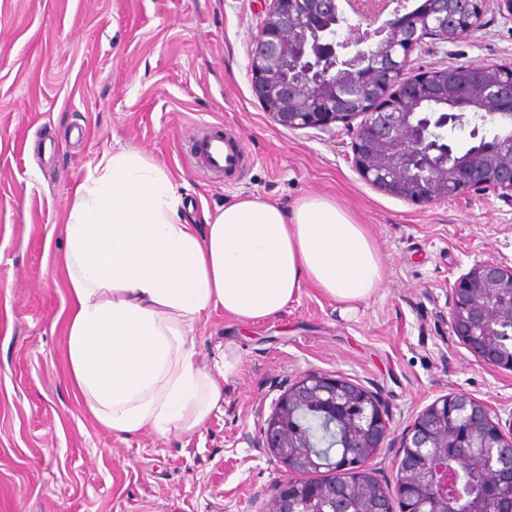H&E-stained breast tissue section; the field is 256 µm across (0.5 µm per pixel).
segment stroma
<instances>
[{
	"mask_svg": "<svg viewBox=\"0 0 512 512\" xmlns=\"http://www.w3.org/2000/svg\"><path fill=\"white\" fill-rule=\"evenodd\" d=\"M265 0H0V512H260L286 477L255 448L279 395L306 373L377 392L391 435L376 460L393 479L402 431L464 392L512 411V374L450 336L448 291L474 262L512 264V206L495 195L418 205L354 170L352 134L288 130L257 99L249 52ZM416 67L512 63V23L489 8L467 42L431 43ZM222 125L247 158L220 177L190 146ZM135 148L185 179L193 217L239 195L292 206L336 199L375 240L382 288L349 318L303 288L281 314L214 312L195 332L209 367L232 349L224 403L201 430L120 438L80 407L66 379L69 305L58 263L73 184L101 154Z\"/></svg>",
	"mask_w": 512,
	"mask_h": 512,
	"instance_id": "obj_1",
	"label": "stroma"
}]
</instances>
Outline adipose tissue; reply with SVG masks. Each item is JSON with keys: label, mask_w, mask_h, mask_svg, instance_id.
Listing matches in <instances>:
<instances>
[{"label": "adipose tissue", "mask_w": 512, "mask_h": 512, "mask_svg": "<svg viewBox=\"0 0 512 512\" xmlns=\"http://www.w3.org/2000/svg\"><path fill=\"white\" fill-rule=\"evenodd\" d=\"M62 233L67 380L121 437L191 433L220 409L224 382L193 339L212 311L262 320L309 284L350 317L384 280L366 225L335 199L249 195L197 221L172 173L132 148L104 151L74 185Z\"/></svg>", "instance_id": "obj_1"}]
</instances>
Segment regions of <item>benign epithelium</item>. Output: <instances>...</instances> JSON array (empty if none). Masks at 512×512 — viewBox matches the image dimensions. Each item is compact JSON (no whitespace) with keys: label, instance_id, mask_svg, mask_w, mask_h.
Returning a JSON list of instances; mask_svg holds the SVG:
<instances>
[{"label":"benign epithelium","instance_id":"obj_1","mask_svg":"<svg viewBox=\"0 0 512 512\" xmlns=\"http://www.w3.org/2000/svg\"><path fill=\"white\" fill-rule=\"evenodd\" d=\"M487 0H270L249 55L253 91L289 130L329 132L358 118L352 166L372 187L418 204L493 194L512 205V64L473 62L414 70L427 40L482 28ZM437 108L428 109L426 105ZM493 123L492 135L479 124ZM473 124L457 151L440 130ZM448 329L484 366L512 373V265L474 263L448 295ZM313 410L343 429L335 457L308 451L299 417ZM391 433L379 396L341 376L306 374L275 401L257 447L288 477L262 512H458L448 465L489 477L497 512H512V412L504 419L463 392L433 401L403 432L395 478L372 463ZM328 468L335 477L310 481Z\"/></svg>","mask_w":512,"mask_h":512}]
</instances>
